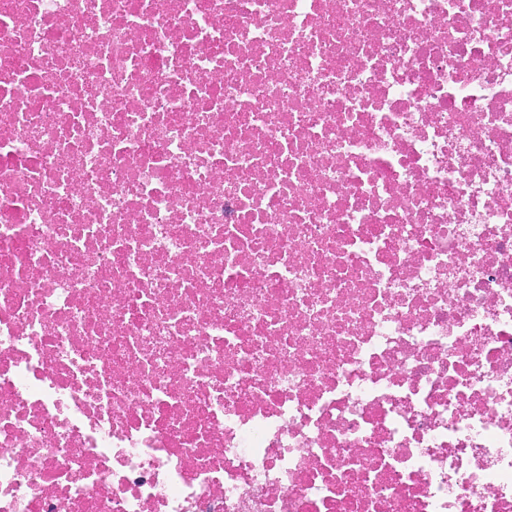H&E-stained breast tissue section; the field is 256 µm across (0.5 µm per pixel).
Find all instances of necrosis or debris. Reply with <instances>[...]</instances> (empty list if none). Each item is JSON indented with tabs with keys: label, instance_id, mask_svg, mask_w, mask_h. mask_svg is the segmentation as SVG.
<instances>
[{
	"label": "necrosis or debris",
	"instance_id": "necrosis-or-debris-1",
	"mask_svg": "<svg viewBox=\"0 0 512 512\" xmlns=\"http://www.w3.org/2000/svg\"><path fill=\"white\" fill-rule=\"evenodd\" d=\"M0 512H512V0H0Z\"/></svg>",
	"mask_w": 512,
	"mask_h": 512
}]
</instances>
